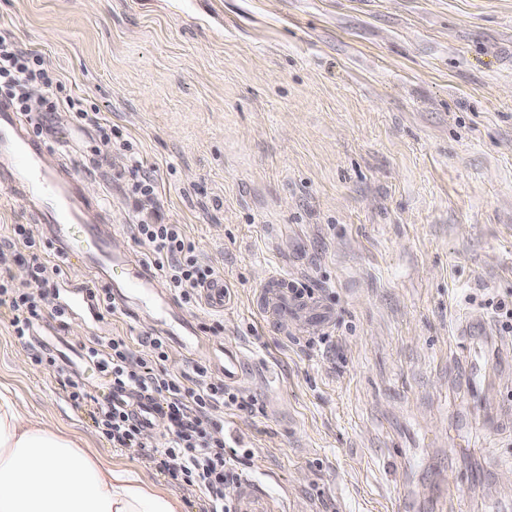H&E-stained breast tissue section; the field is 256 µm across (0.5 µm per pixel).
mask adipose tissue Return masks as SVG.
<instances>
[{
	"mask_svg": "<svg viewBox=\"0 0 512 512\" xmlns=\"http://www.w3.org/2000/svg\"><path fill=\"white\" fill-rule=\"evenodd\" d=\"M0 512H183V505L45 423L0 381Z\"/></svg>",
	"mask_w": 512,
	"mask_h": 512,
	"instance_id": "ef3b65f1",
	"label": "adipose tissue"
}]
</instances>
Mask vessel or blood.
I'll list each match as a JSON object with an SVG mask.
<instances>
[{
	"label": "vessel or blood",
	"instance_id": "b4317fda",
	"mask_svg": "<svg viewBox=\"0 0 512 512\" xmlns=\"http://www.w3.org/2000/svg\"><path fill=\"white\" fill-rule=\"evenodd\" d=\"M48 150L47 141L28 129L13 104L0 99V174L5 177L6 189L35 197L36 218L50 225L58 257L66 262L82 258L94 274L104 279L111 278L113 269L124 270V287L136 289L142 304L159 312L165 310L167 302L151 268L112 249L110 229L90 219L98 210L97 204L84 196L81 181L70 166L47 165ZM298 302L293 282L280 278L274 290L266 294L262 311L269 317H283ZM223 372L225 384L245 380L246 366L239 349L225 346ZM132 407L138 419L147 425L160 419V407L148 395L136 396Z\"/></svg>",
	"mask_w": 512,
	"mask_h": 512
}]
</instances>
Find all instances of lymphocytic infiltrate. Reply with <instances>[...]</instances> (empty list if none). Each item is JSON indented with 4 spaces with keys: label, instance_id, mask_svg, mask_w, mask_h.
Wrapping results in <instances>:
<instances>
[{
    "label": "lymphocytic infiltrate",
    "instance_id": "obj_1",
    "mask_svg": "<svg viewBox=\"0 0 512 512\" xmlns=\"http://www.w3.org/2000/svg\"><path fill=\"white\" fill-rule=\"evenodd\" d=\"M54 78L44 68L39 55L23 52L11 40L0 37V90L11 96L27 112H53L56 102L50 97L32 100L31 87H51ZM135 237L147 248L149 263L167 274L170 287L184 299L195 298L207 281L216 277L213 268L203 267L195 256L193 243L180 225L164 223L160 215L136 225ZM36 245L31 225H10L0 238V309L4 310L17 339H25L45 318L63 319L68 310L58 299L44 296L42 289L63 277L60 265L34 260L23 281H15L6 270L19 248ZM167 343L158 336H147L140 350H133L125 337H99L89 351L91 361L112 375V391L145 392L161 400L162 421L168 440L161 451L160 464L173 479L204 492L206 512H231L227 490L234 482L235 449L224 441L220 420L224 410H245L237 392L223 379L212 376L206 367H197L193 376L168 372ZM71 398L87 408L98 431L113 447L139 451L152 434L123 404L100 401L74 386Z\"/></svg>",
    "mask_w": 512,
    "mask_h": 512
}]
</instances>
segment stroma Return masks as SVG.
<instances>
[{
    "label": "stroma",
    "instance_id": "1",
    "mask_svg": "<svg viewBox=\"0 0 512 512\" xmlns=\"http://www.w3.org/2000/svg\"><path fill=\"white\" fill-rule=\"evenodd\" d=\"M0 29L42 57L55 99L122 131L103 155L69 110L42 130L60 138L50 162L105 199L112 245L143 255L129 142L165 223L228 287L221 308L165 288L170 322L209 345L190 361L170 342L166 367L216 371L227 344L249 364L236 512H512V333L495 310L512 302V0H0ZM276 275L328 319L263 318ZM472 316L490 336L460 335ZM159 333L130 295L23 341L0 321V380L200 512L159 464L163 425L152 447L115 448L70 397L73 381L112 392L94 337Z\"/></svg>",
    "mask_w": 512,
    "mask_h": 512
}]
</instances>
